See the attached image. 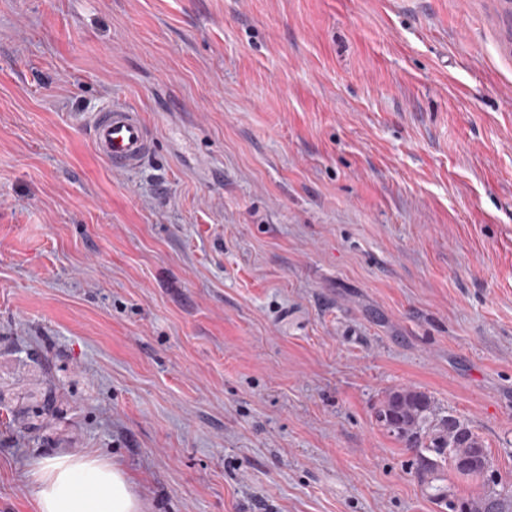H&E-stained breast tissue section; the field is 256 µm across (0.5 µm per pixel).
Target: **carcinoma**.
I'll return each instance as SVG.
<instances>
[{"label":"carcinoma","instance_id":"obj_1","mask_svg":"<svg viewBox=\"0 0 512 512\" xmlns=\"http://www.w3.org/2000/svg\"><path fill=\"white\" fill-rule=\"evenodd\" d=\"M376 423L413 454L412 468L448 512H512V498L490 486L491 456L480 437L460 418L442 410L425 392L399 388L386 394ZM480 479L485 491L474 498L448 494V473Z\"/></svg>","mask_w":512,"mask_h":512}]
</instances>
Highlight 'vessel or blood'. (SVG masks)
Segmentation results:
<instances>
[{
  "instance_id": "b4317fda",
  "label": "vessel or blood",
  "mask_w": 512,
  "mask_h": 512,
  "mask_svg": "<svg viewBox=\"0 0 512 512\" xmlns=\"http://www.w3.org/2000/svg\"><path fill=\"white\" fill-rule=\"evenodd\" d=\"M97 154L111 167L133 173L139 170L152 140L140 112L124 102L110 100L81 118Z\"/></svg>"
}]
</instances>
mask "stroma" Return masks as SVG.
Listing matches in <instances>:
<instances>
[{"label":"stroma","mask_w":512,"mask_h":512,"mask_svg":"<svg viewBox=\"0 0 512 512\" xmlns=\"http://www.w3.org/2000/svg\"><path fill=\"white\" fill-rule=\"evenodd\" d=\"M397 388L512 496V0H0V512L59 454L142 512H443ZM81 124L97 154L115 169L136 172L151 151L152 140L140 112L122 101L111 99L93 112H84ZM376 423L413 454L418 479L448 512H511L512 498L490 487L491 456L470 426L437 406L425 392L399 388L386 394L374 414ZM471 461L463 469L460 464ZM490 463L489 468L484 466ZM448 471L461 478L482 479L486 490L474 498L448 494ZM487 483V484H486Z\"/></svg>","instance_id":"1"}]
</instances>
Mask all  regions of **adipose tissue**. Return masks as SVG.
I'll use <instances>...</instances> for the list:
<instances>
[{"instance_id":"adipose-tissue-1","label":"adipose tissue","mask_w":512,"mask_h":512,"mask_svg":"<svg viewBox=\"0 0 512 512\" xmlns=\"http://www.w3.org/2000/svg\"><path fill=\"white\" fill-rule=\"evenodd\" d=\"M37 512H139L124 471L90 456H54L33 472Z\"/></svg>"}]
</instances>
